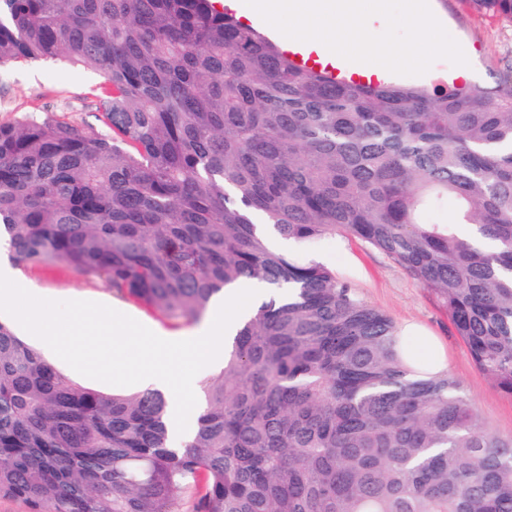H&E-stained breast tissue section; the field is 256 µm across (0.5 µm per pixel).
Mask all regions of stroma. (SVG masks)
Returning a JSON list of instances; mask_svg holds the SVG:
<instances>
[{"mask_svg": "<svg viewBox=\"0 0 512 512\" xmlns=\"http://www.w3.org/2000/svg\"><path fill=\"white\" fill-rule=\"evenodd\" d=\"M431 10L461 45L470 65L469 78L458 77L457 66L436 60L420 76L394 75L392 82L416 86L444 79L461 86L470 82L495 87L512 73V19L474 11L466 0H429ZM100 77L64 63H29L0 73V124H14L35 114L77 126L96 125L93 101ZM292 257L316 260L367 303L383 310L398 329L414 324L437 337L445 369L460 384L481 421L504 438L512 437V396L502 392L476 366L457 336L448 313L430 291L391 257L369 243L336 232L312 243H297ZM18 274L32 294L52 300H85L108 305L157 334L184 340L196 326L176 322L131 296L112 290L99 278L65 265H18Z\"/></svg>", "mask_w": 512, "mask_h": 512, "instance_id": "obj_1", "label": "stroma"}]
</instances>
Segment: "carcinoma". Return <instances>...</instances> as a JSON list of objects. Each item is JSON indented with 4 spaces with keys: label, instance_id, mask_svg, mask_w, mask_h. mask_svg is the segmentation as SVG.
Here are the masks:
<instances>
[{
    "label": "carcinoma",
    "instance_id": "carcinoma-1",
    "mask_svg": "<svg viewBox=\"0 0 512 512\" xmlns=\"http://www.w3.org/2000/svg\"><path fill=\"white\" fill-rule=\"evenodd\" d=\"M512 18V0H468ZM96 72L104 134L0 124V231L171 318L260 281L170 446L155 391L68 378L0 323V498L28 512H512V439L392 320L277 236L343 231L434 293L512 394V81L359 84L296 65L213 0H0V68ZM452 198L456 224L429 215Z\"/></svg>",
    "mask_w": 512,
    "mask_h": 512
}]
</instances>
